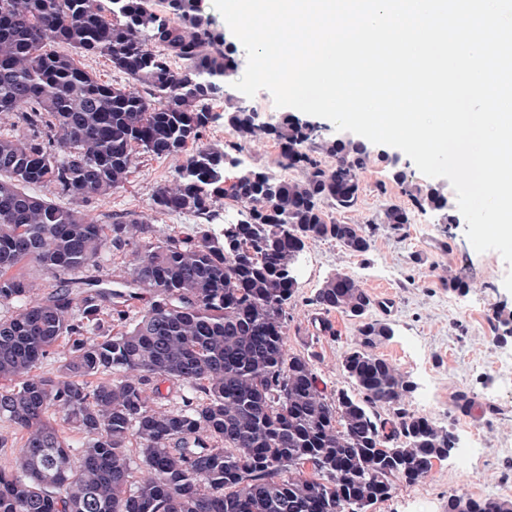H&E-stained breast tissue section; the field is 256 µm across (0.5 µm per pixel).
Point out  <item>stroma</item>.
I'll return each instance as SVG.
<instances>
[{"label":"stroma","instance_id":"1","mask_svg":"<svg viewBox=\"0 0 512 512\" xmlns=\"http://www.w3.org/2000/svg\"><path fill=\"white\" fill-rule=\"evenodd\" d=\"M368 150L356 206L334 217L370 230L371 248L358 255L332 239L307 243L288 307L286 348L312 356L327 393L351 390L342 360L356 346L358 325L344 314L320 310L312 298L337 272L357 279L371 296L388 294L392 306L373 308L371 315L389 323L394 334L376 352L413 383L405 399L409 411L447 427L458 449L417 483L394 481L389 497L371 512H447L448 498L455 494L512 501V487L498 482L499 470L512 468V325L497 319L498 313H512V266L497 252L473 249L447 179L426 177L397 148L372 143ZM277 155L274 140L261 136L237 157L243 167L278 179L294 178V171L278 166ZM180 163L177 157L139 158L123 187L92 201L88 211L106 223L116 214H139L155 243L192 231L195 217L152 206L155 188L170 183ZM431 185L443 188L451 205L448 213L415 204V189ZM393 204L409 215L400 231L378 221L381 211ZM454 276L463 280V288L448 287ZM463 394L473 403L467 413L456 407ZM473 434L486 450L479 459L459 453Z\"/></svg>","mask_w":512,"mask_h":512}]
</instances>
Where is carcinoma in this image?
I'll list each match as a JSON object with an SVG mask.
<instances>
[{
    "mask_svg": "<svg viewBox=\"0 0 512 512\" xmlns=\"http://www.w3.org/2000/svg\"><path fill=\"white\" fill-rule=\"evenodd\" d=\"M50 43L108 57L129 84L97 81ZM235 69L193 0H0V112L18 126L0 136V300L19 304L0 319V418L26 436L15 473L0 471V512H368L393 481L416 483L455 448L450 432L404 407L412 383L374 353L394 330L369 318L374 299L353 277L330 276L312 303L357 320L343 369L361 399L343 389L327 397L311 357L288 353L292 270L307 242L371 248L362 225L323 210L355 207L368 151L318 143L291 115L260 124L226 93ZM218 99L222 113L209 105ZM221 119L245 141L274 135L279 166L302 177L243 169L224 189L232 155L188 151ZM141 155L185 156L153 207L205 223L142 242L129 277L104 287L77 273L128 246L131 225L143 234L148 225L132 214L100 224L79 205L121 188ZM31 185L74 206L31 195ZM226 194L246 209L217 233L209 224ZM380 223L401 231L409 216L390 205ZM29 263L58 280L51 292L31 295L20 272ZM135 309L123 330H103L102 316L122 324ZM60 346L57 373H35ZM157 378L183 386L180 408H154ZM381 404L392 418L371 411ZM51 408L90 440L66 443L45 419ZM132 439L148 473L136 486ZM448 512H512V503L452 495Z\"/></svg>",
    "mask_w": 512,
    "mask_h": 512,
    "instance_id": "carcinoma-1",
    "label": "carcinoma"
}]
</instances>
